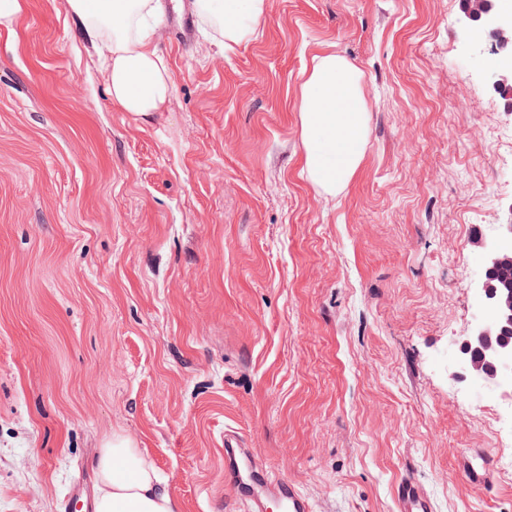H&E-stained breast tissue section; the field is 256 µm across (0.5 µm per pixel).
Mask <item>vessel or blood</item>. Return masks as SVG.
<instances>
[{
  "mask_svg": "<svg viewBox=\"0 0 512 512\" xmlns=\"http://www.w3.org/2000/svg\"><path fill=\"white\" fill-rule=\"evenodd\" d=\"M224 482L248 512H267L276 504L283 512H313L311 501L289 480L270 476L248 454L235 431L224 434ZM399 512H433L432 504L413 478L397 486Z\"/></svg>",
  "mask_w": 512,
  "mask_h": 512,
  "instance_id": "1",
  "label": "vessel or blood"
}]
</instances>
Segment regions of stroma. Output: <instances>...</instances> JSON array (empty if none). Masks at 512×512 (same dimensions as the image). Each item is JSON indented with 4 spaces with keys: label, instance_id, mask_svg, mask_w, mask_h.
I'll return each instance as SVG.
<instances>
[{
    "label": "stroma",
    "instance_id": "35a3bbf8",
    "mask_svg": "<svg viewBox=\"0 0 512 512\" xmlns=\"http://www.w3.org/2000/svg\"><path fill=\"white\" fill-rule=\"evenodd\" d=\"M0 31V512H94L134 438L181 512H242L224 433L314 512H512V404L454 355L512 214V111L461 0H267L230 51L166 15L173 91L113 107L66 0ZM364 75L363 164L301 173L311 58ZM397 499L400 512H433L430 499L409 476L399 482Z\"/></svg>",
    "mask_w": 512,
    "mask_h": 512
}]
</instances>
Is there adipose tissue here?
Instances as JSON below:
<instances>
[{
  "label": "adipose tissue",
  "instance_id": "1",
  "mask_svg": "<svg viewBox=\"0 0 512 512\" xmlns=\"http://www.w3.org/2000/svg\"><path fill=\"white\" fill-rule=\"evenodd\" d=\"M225 43L246 39L267 0H196ZM68 12L99 39V61L113 106L138 116L162 111L172 93L168 61L156 42L161 0H66ZM303 146L302 173L327 194L352 181L368 138L363 73L345 57L324 51L304 71L296 104ZM95 512H180L153 462L136 440L114 434L95 460Z\"/></svg>",
  "mask_w": 512,
  "mask_h": 512
}]
</instances>
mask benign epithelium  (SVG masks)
<instances>
[{"label":"benign epithelium","instance_id":"7a95c632","mask_svg":"<svg viewBox=\"0 0 512 512\" xmlns=\"http://www.w3.org/2000/svg\"><path fill=\"white\" fill-rule=\"evenodd\" d=\"M467 22L483 27L492 40L491 53L512 52V16H506L494 0H466ZM493 87L501 95L512 91V69L499 68ZM484 273L477 285L483 315L459 347L461 379L495 387H512V218L501 225L499 239L481 244Z\"/></svg>","mask_w":512,"mask_h":512}]
</instances>
